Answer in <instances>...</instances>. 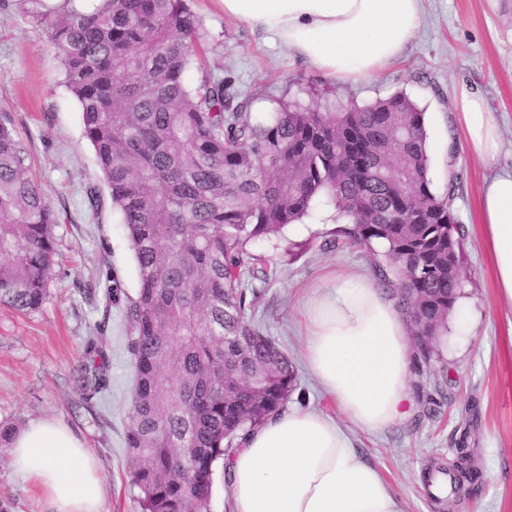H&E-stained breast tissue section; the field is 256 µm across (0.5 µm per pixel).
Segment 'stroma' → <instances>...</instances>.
<instances>
[{
	"label": "stroma",
	"instance_id": "obj_1",
	"mask_svg": "<svg viewBox=\"0 0 512 512\" xmlns=\"http://www.w3.org/2000/svg\"><path fill=\"white\" fill-rule=\"evenodd\" d=\"M203 22L209 69L223 70L252 109L266 115L288 101L320 107L363 106L405 92L425 112L434 193L451 194L463 232V286L472 329L448 327L429 354L411 351L407 415L384 430L352 423L354 447L380 467L404 512H512V306L500 301L478 222L484 183L512 170V0H421L420 26L395 62L356 80L314 69L294 51L251 25L226 17L217 0H191ZM31 0H0V118L24 142L31 174L58 216L54 275L42 306L0 305V424L22 430L54 419L69 427L106 476L102 512H141L125 453L134 390L125 317L138 291L126 228L113 208L95 152L83 133L80 107ZM479 92L500 133L493 163L466 142L458 100ZM346 228L333 210L287 226L257 243L269 276H257L253 323L289 355L297 376L288 408L338 415L305 367L303 304L331 273L372 276L368 250L339 246ZM101 340L111 377L104 397L85 401L78 370L89 337ZM470 448L482 472L468 494H435L431 479ZM0 512H48L33 484L0 449Z\"/></svg>",
	"mask_w": 512,
	"mask_h": 512
}]
</instances>
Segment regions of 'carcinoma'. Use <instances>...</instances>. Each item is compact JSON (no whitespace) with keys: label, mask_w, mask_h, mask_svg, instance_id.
Wrapping results in <instances>:
<instances>
[{"label":"carcinoma","mask_w":512,"mask_h":512,"mask_svg":"<svg viewBox=\"0 0 512 512\" xmlns=\"http://www.w3.org/2000/svg\"><path fill=\"white\" fill-rule=\"evenodd\" d=\"M35 3L136 261L125 444L141 510L209 512L218 463L295 387L288 355L248 317V278L265 263L252 243L323 201L355 242L383 245L374 274L421 349L447 330L462 288L448 246L458 253L460 240L450 195L430 188L424 112L400 92L341 112L292 101L258 117L206 69L187 0ZM27 156L0 121V304L33 311L52 278L58 219ZM79 382L88 401L111 388L102 364ZM479 477L458 464L454 487Z\"/></svg>","instance_id":"carcinoma-1"}]
</instances>
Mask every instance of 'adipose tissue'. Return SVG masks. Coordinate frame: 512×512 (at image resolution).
<instances>
[{
  "label": "adipose tissue",
  "instance_id": "1",
  "mask_svg": "<svg viewBox=\"0 0 512 512\" xmlns=\"http://www.w3.org/2000/svg\"><path fill=\"white\" fill-rule=\"evenodd\" d=\"M249 23L340 80L368 76L398 58L420 21V0H221ZM466 140L494 162L499 131L485 101L462 91ZM499 294L512 304V171L487 180L479 201ZM304 358L352 423L373 431L406 415L411 352L393 303L372 280L350 274L306 302ZM15 470L50 512H101L98 462L67 427L31 426L12 443ZM234 512H403L381 470L352 447L336 420L294 408L257 428L227 461Z\"/></svg>",
  "mask_w": 512,
  "mask_h": 512
}]
</instances>
